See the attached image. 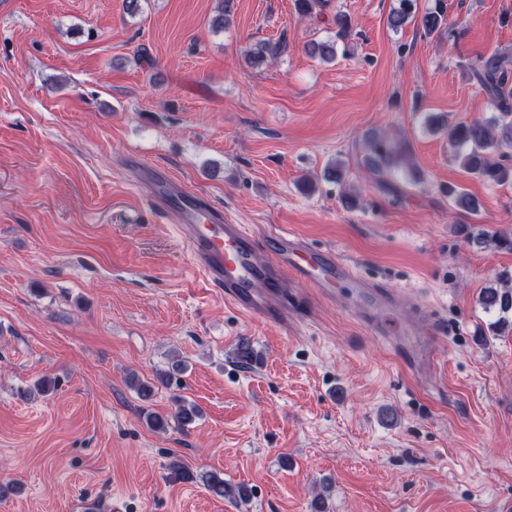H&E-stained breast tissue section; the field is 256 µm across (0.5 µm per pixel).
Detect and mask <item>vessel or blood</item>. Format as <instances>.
Instances as JSON below:
<instances>
[{
    "label": "vessel or blood",
    "instance_id": "vessel-or-blood-1",
    "mask_svg": "<svg viewBox=\"0 0 512 512\" xmlns=\"http://www.w3.org/2000/svg\"><path fill=\"white\" fill-rule=\"evenodd\" d=\"M159 198L173 221L190 230L193 266L204 282L223 289L226 302L252 316H269V297L282 269L322 288L333 283L365 285L350 265L325 252L303 251L287 233L261 243L246 225L206 208L192 194H174L163 186Z\"/></svg>",
    "mask_w": 512,
    "mask_h": 512
}]
</instances>
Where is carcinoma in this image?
<instances>
[{"label": "carcinoma", "instance_id": "cac0c4a2", "mask_svg": "<svg viewBox=\"0 0 512 512\" xmlns=\"http://www.w3.org/2000/svg\"><path fill=\"white\" fill-rule=\"evenodd\" d=\"M329 0H293L295 12L307 18L318 17ZM415 20L427 35L456 38L454 29L448 24V5L446 0H434V4L424 12H419L418 0H400L399 7L388 16L387 24L393 31L401 29ZM336 26L335 39L332 41H312L311 55L329 62L336 57V41L344 40L351 28L350 18L337 13L332 18ZM288 48L281 38L277 41L266 40L246 49L244 58L251 63H263L267 58H277ZM463 69L476 81L494 103L499 116L491 121L474 120L470 123H449L432 117L426 118V127L430 131L445 129L455 148L454 158L464 173L488 182L504 184L512 182V164L506 150L512 148V69L507 67L504 58L498 53L478 55L465 60ZM410 147L404 141L389 142L384 138L372 136L366 144L363 165L370 171L379 188L393 195L402 193L401 179L410 171ZM347 169L342 162L328 165L323 173L325 181L338 185L345 182ZM448 197L466 212L476 213L480 209L476 198L466 194L457 186L445 189ZM461 233L467 239L498 250H512V239L497 232L483 230L477 234L464 226ZM481 303L486 310L497 309L502 313L512 312V280L508 276L499 279V285L490 286L482 292ZM204 485L210 493L220 498L233 497L241 501L247 499V488L240 485L231 488L224 478L216 473L209 474Z\"/></svg>", "mask_w": 512, "mask_h": 512}]
</instances>
